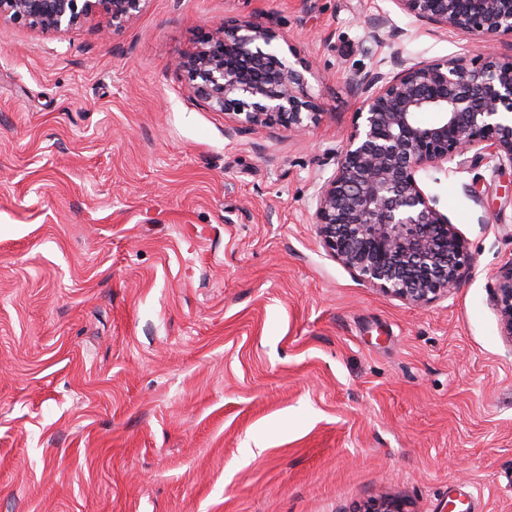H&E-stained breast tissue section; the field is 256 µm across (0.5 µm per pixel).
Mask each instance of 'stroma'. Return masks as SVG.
I'll return each mask as SVG.
<instances>
[{
    "label": "stroma",
    "mask_w": 512,
    "mask_h": 512,
    "mask_svg": "<svg viewBox=\"0 0 512 512\" xmlns=\"http://www.w3.org/2000/svg\"><path fill=\"white\" fill-rule=\"evenodd\" d=\"M242 19L309 62L304 133L235 130L175 69ZM99 28L0 23V512H512V167L420 173L472 257L423 308L313 224L351 78L482 43L394 0H146ZM493 305L498 315L503 336L512 344V261L501 267ZM357 512H409L406 502L397 495H384L366 502Z\"/></svg>",
    "instance_id": "1"
}]
</instances>
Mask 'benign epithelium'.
Masks as SVG:
<instances>
[{"mask_svg": "<svg viewBox=\"0 0 512 512\" xmlns=\"http://www.w3.org/2000/svg\"><path fill=\"white\" fill-rule=\"evenodd\" d=\"M144 0H0V21L62 31L103 16L120 30ZM416 23L458 29L491 44L512 38V0H395ZM272 26L240 20L212 28L175 68L207 106L239 128L279 126L293 133L322 113L304 93L307 63L295 68L271 45ZM391 76L351 79L359 99L355 126L337 167L316 193L313 224L336 262L360 281L414 306L456 287L471 266L466 242L417 174L476 149L512 165V59L492 52L468 67L463 59L406 65ZM431 113L433 119L422 120ZM493 305L512 343V263L501 267ZM358 512H408L397 495Z\"/></svg>", "mask_w": 512, "mask_h": 512, "instance_id": "1", "label": "benign epithelium"}]
</instances>
